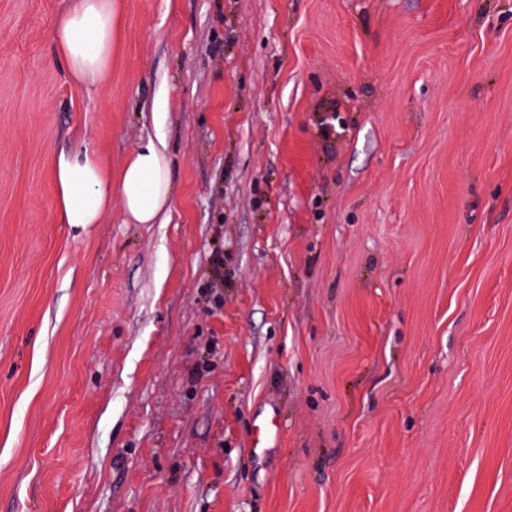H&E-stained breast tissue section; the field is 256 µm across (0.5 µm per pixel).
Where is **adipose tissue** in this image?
I'll list each match as a JSON object with an SVG mask.
<instances>
[{"mask_svg": "<svg viewBox=\"0 0 512 512\" xmlns=\"http://www.w3.org/2000/svg\"><path fill=\"white\" fill-rule=\"evenodd\" d=\"M117 22V0H70L56 24L53 49L73 82L91 88L108 78ZM53 176L61 221L78 235L115 207L125 223H155L172 196L165 147L151 141L130 156L120 175L86 146L60 155Z\"/></svg>", "mask_w": 512, "mask_h": 512, "instance_id": "1", "label": "adipose tissue"}]
</instances>
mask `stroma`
Listing matches in <instances>:
<instances>
[{"label": "stroma", "mask_w": 512, "mask_h": 512, "mask_svg": "<svg viewBox=\"0 0 512 512\" xmlns=\"http://www.w3.org/2000/svg\"><path fill=\"white\" fill-rule=\"evenodd\" d=\"M69 3L0 0V512H512V0H119L91 89ZM117 22L116 0H70L57 21L53 49L73 82L90 89L108 78ZM53 176L61 224H68L76 236L87 233L112 211V198H117L125 223L154 224L172 196L165 146L152 140L130 156L115 188L112 169L88 146L61 154Z\"/></svg>", "instance_id": "35a3bbf8"}]
</instances>
